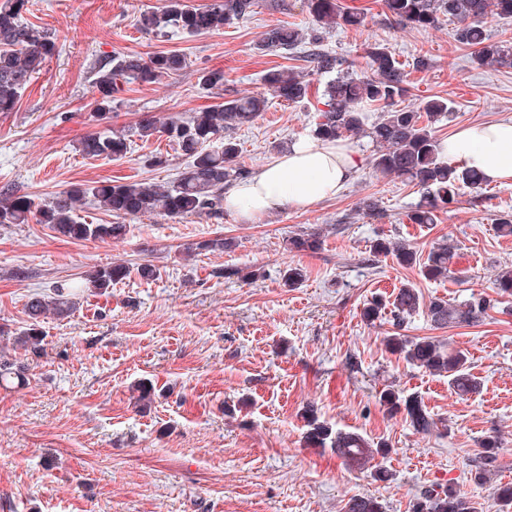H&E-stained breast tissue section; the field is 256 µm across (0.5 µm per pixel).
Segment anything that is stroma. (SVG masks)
<instances>
[{
  "label": "stroma",
  "mask_w": 512,
  "mask_h": 512,
  "mask_svg": "<svg viewBox=\"0 0 512 512\" xmlns=\"http://www.w3.org/2000/svg\"><path fill=\"white\" fill-rule=\"evenodd\" d=\"M341 2L363 10L365 24L326 30L325 47L362 68L366 45L383 43L411 64L406 104L431 96L453 103L435 124L438 138L512 116V63L478 65L448 19L415 29L389 20L382 0ZM164 5L30 0L27 19L54 33L57 50L15 111L0 112V187L43 203L75 183L173 181L186 159L166 138H133L119 160L87 158L76 146L91 133L135 128L146 114L161 121L263 93L272 69L313 72L305 58L256 48L271 25L309 33L306 0H255L249 16L198 36L142 31V15ZM169 51L186 57L184 71L123 85L109 119L99 118L92 74L99 59ZM205 71L223 72V89H203ZM312 111L269 97L263 115L236 134L237 167L255 173L311 136ZM348 147L361 164L336 199L257 224L230 212L152 214L127 219L124 238L112 241H73L43 224L0 226V347L6 334L28 328L33 294L112 263L131 269L107 293L80 296L68 317L42 319L41 356L13 351L28 381L0 386V512H344L354 496L376 498L384 512H411L420 491L436 483L490 512L497 486L512 483V297L474 325L438 328L421 310L402 329L468 353L480 387L466 396L450 390L447 377L391 354L384 338L392 325L366 322L362 310L405 286L427 302L489 290L498 272L512 270V237L496 231L512 216V186L465 191L437 223L411 224L405 215L421 192L373 169L368 137ZM154 155L163 165H149ZM302 231L319 233L317 253L288 251ZM218 236L233 239L232 250L196 251ZM382 237L410 244L417 265L375 254ZM445 239L458 247V276L424 279L420 262ZM144 264L156 268V279L138 275ZM291 265L306 276L288 288L283 274ZM246 266L259 271L256 281L231 277ZM142 380L155 390L146 407L133 390ZM387 385L418 395L436 431L418 434L403 415H389L378 401ZM310 405L333 428L384 443L387 455L360 468L330 449L306 447ZM490 434L502 446L477 485L470 471ZM375 468L387 479H373Z\"/></svg>",
  "instance_id": "stroma-1"
}]
</instances>
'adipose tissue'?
Segmentation results:
<instances>
[{"instance_id": "1", "label": "adipose tissue", "mask_w": 512, "mask_h": 512, "mask_svg": "<svg viewBox=\"0 0 512 512\" xmlns=\"http://www.w3.org/2000/svg\"><path fill=\"white\" fill-rule=\"evenodd\" d=\"M443 154L457 167L512 186V118L460 128L445 142ZM359 165L344 144L302 138L225 190L224 208L249 224L284 210L305 209L340 195Z\"/></svg>"}]
</instances>
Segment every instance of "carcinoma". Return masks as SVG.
<instances>
[{"label":"carcinoma","mask_w":512,"mask_h":512,"mask_svg":"<svg viewBox=\"0 0 512 512\" xmlns=\"http://www.w3.org/2000/svg\"><path fill=\"white\" fill-rule=\"evenodd\" d=\"M308 3L315 21L312 34L305 36L294 28L274 25L261 34L256 49L295 54L301 48L314 64V71L327 75V81L318 86L292 69H278L264 76L268 89L290 103L318 98L321 108L314 117L313 136L324 142L366 133L377 147L371 159L372 167L404 178L423 194L422 201L406 215L411 224H434L439 210L457 202L460 190L482 189L484 177L479 172L450 166L441 155L442 142L436 137L433 124L451 111L449 100L437 96L423 98L412 107L400 106L399 100L407 92L408 72L405 64L385 45L373 43L366 48V71L323 46L322 31L337 25L360 26L362 14L341 6L339 0H308ZM28 4L29 0H0V112L15 110L45 58L55 51L54 36L24 18ZM253 6L254 0H212L204 8L189 6L184 0H168L163 12L143 15L141 25L149 32H162L172 25L184 34L202 35L247 16ZM383 7L395 21L412 27H432L440 16H448L458 23L457 41L473 50L477 63L512 62V45L491 41L487 29L490 18L512 21V0H383ZM186 66L185 56L173 51L146 58L126 54L96 62L93 73L99 93L95 101L98 115L105 119L111 113L118 83L130 80L149 83L162 76L176 75ZM267 103L265 95L256 94L195 112L187 118L171 117L161 124L154 117L146 116L135 127L138 136L149 138L161 133L175 142L188 159L175 181L167 185L76 183L43 204L3 188L0 190V224H27L33 217L36 223L45 224L58 235L75 241L123 238L127 232L125 224L80 221L77 208L87 198L115 217L155 213L170 218L219 217L224 213V189L243 178V171L235 167L240 148L234 134L254 124L265 112ZM365 106L381 109L368 128L364 127L362 109ZM214 140L221 141V147L206 149L205 144ZM128 147L127 133L112 129L106 135L96 133L85 137L78 151L89 158L104 156L118 160L125 157ZM288 246L295 252L314 253L320 249L321 239L317 232L298 234L289 239ZM373 248L378 255H393L403 266L417 262V251L402 241L380 238ZM456 257L455 246L448 243L434 246L420 267V273L429 280L446 277ZM129 274L128 266L114 263L77 281L58 283L48 295L31 297L27 303L30 328L18 337V342L37 347L41 336L40 318L46 313L65 316L74 308L78 291L106 292ZM494 288L501 297L512 295V271L498 273ZM495 303L497 300L483 291L471 293L467 300L456 305L435 299L427 307L428 317L440 327L470 325L479 322ZM421 305L419 292L406 286L397 292L392 309H387L383 299L375 298L363 308V317L375 321L390 313L392 325L398 329L385 338L386 348L391 353L411 365L448 377L449 387L460 396L475 392L479 383L469 372L468 353L449 352L433 340H417L399 333L406 318L419 311ZM12 376L24 380L25 366L0 353V379L4 381ZM379 403L391 415H404L419 434L429 435L437 428L416 396H403L388 387L379 392ZM305 420L307 444L330 448L345 463L365 466L375 456L388 452L381 442L372 445L357 434L333 430L312 409L306 412ZM501 447L499 436L484 438L483 455L474 470L475 481L486 479L488 466L496 460ZM496 505L495 512H512L511 484L498 488ZM345 512H383V506L373 498L353 497L347 502ZM413 512H477V509L467 498L436 484L420 493Z\"/></svg>","instance_id":"cac0c4a2"}]
</instances>
